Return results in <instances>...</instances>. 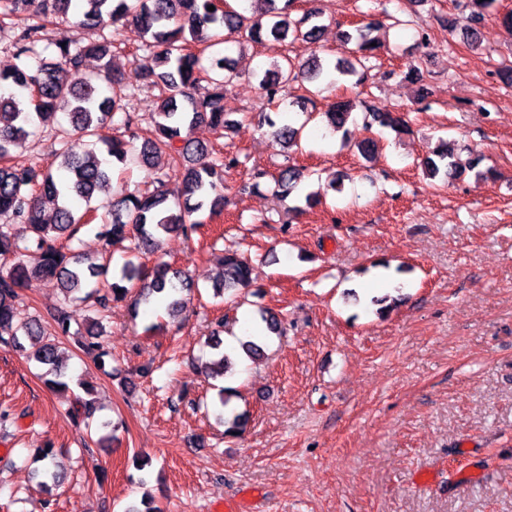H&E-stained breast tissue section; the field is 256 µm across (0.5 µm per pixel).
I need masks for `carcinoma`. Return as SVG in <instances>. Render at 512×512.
I'll use <instances>...</instances> for the list:
<instances>
[{
	"instance_id": "obj_1",
	"label": "carcinoma",
	"mask_w": 512,
	"mask_h": 512,
	"mask_svg": "<svg viewBox=\"0 0 512 512\" xmlns=\"http://www.w3.org/2000/svg\"><path fill=\"white\" fill-rule=\"evenodd\" d=\"M493 2L466 0L469 14L465 30L470 45L479 42V26ZM251 3L263 4L265 9L248 17L225 8L218 0H0V34L10 32L17 60L11 70L0 73V84L7 87L0 93V345L46 368L52 376L50 387L61 392L79 390L73 398L72 414L82 420L88 436L96 412L95 386L82 375L68 376L61 367V339H72L100 372L110 376L112 372L105 369L109 352L103 340L102 314L112 303L129 298L137 313L163 299L168 315L178 316L186 307L187 296L195 290L194 282L166 261L147 267L140 254L157 250L167 235L189 236L201 224L194 215L222 208L224 174L240 164L238 155L218 153L191 137L194 127L201 124L221 134L235 126L224 112V91L238 78V72L220 46L244 41L280 43L288 38L315 41L323 29L316 23L321 13L315 9L292 17L294 0ZM211 5L212 11L208 10ZM20 11L28 12L27 22L16 26L13 17ZM69 21L77 36L63 44L54 43L56 59L42 57L35 65L28 63V58L38 55L36 47L45 41L47 26ZM128 21L141 26L145 48L154 53L155 67L145 79L161 90L146 131L139 127L136 116L126 111L137 88L110 69L112 42L86 36L110 24L115 37ZM382 25L381 20L372 19L342 32V41L348 46L346 57H317L306 63L287 57L282 63H273L260 80L268 100L299 82H324L330 87L346 76L363 82L365 62L381 49L375 32ZM208 49L211 57L209 66L204 67L201 53ZM204 76L212 92L198 98L193 90ZM359 108L367 126L377 124L397 133L408 129L405 113L361 100L330 102L316 116L325 118L326 125L338 131ZM60 111L68 123L54 129L59 145L55 153L58 170H53L51 163L13 162V144L27 138L30 127L48 122ZM263 121L287 146L298 145L303 127L289 123L280 126L267 115ZM76 133L94 145L101 144L112 161L124 165L130 142L140 141L141 162H166V171L159 177L160 189L151 194L125 192L112 199L100 216L76 214L73 202L91 200L108 185L111 172L96 154L75 151ZM422 167L431 179H454L462 173L453 144H445L435 156L425 158ZM303 180L302 168L287 165L273 177L272 194L286 198ZM48 208L54 215L50 223L45 219ZM83 229L95 232L102 242L96 262L71 246ZM125 241L129 242L128 255L113 270L112 283L106 288L89 286V279L107 272L111 247ZM223 265L224 282L214 286L216 295L252 286L253 268L248 258L227 251ZM32 278L55 279L60 286L62 299L50 308L48 330L40 317L20 311V291ZM258 315L270 333H285L282 320L271 309L261 308ZM209 347L212 359L205 363V374L214 379L225 375L233 361L219 340ZM224 392V388L218 389L215 410L227 425L225 433H237L247 416L235 412L224 417L229 404Z\"/></svg>"
}]
</instances>
